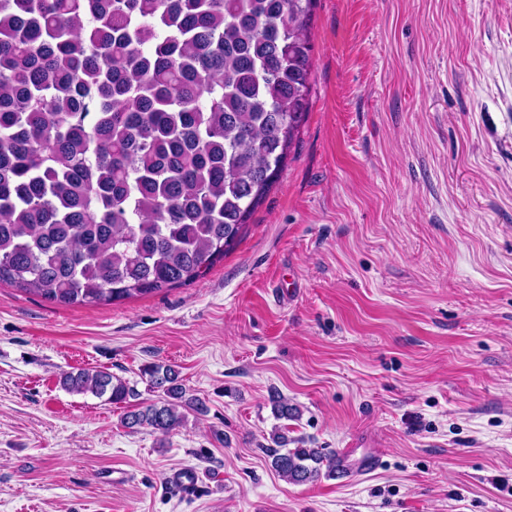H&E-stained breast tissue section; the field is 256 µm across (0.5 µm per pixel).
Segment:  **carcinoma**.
Returning a JSON list of instances; mask_svg holds the SVG:
<instances>
[{
  "instance_id": "cac0c4a2",
  "label": "carcinoma",
  "mask_w": 512,
  "mask_h": 512,
  "mask_svg": "<svg viewBox=\"0 0 512 512\" xmlns=\"http://www.w3.org/2000/svg\"><path fill=\"white\" fill-rule=\"evenodd\" d=\"M317 0H0V285L113 303L188 285L239 241L309 109ZM128 412L166 435L202 402L173 366ZM76 394L127 402L106 371ZM280 419L298 408L273 400ZM270 465L303 484L335 456L273 434Z\"/></svg>"
}]
</instances>
